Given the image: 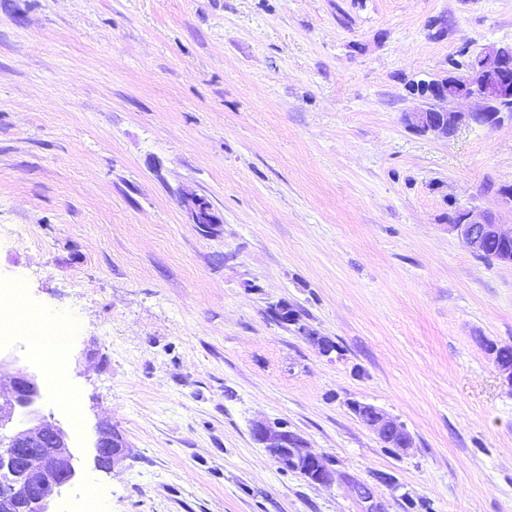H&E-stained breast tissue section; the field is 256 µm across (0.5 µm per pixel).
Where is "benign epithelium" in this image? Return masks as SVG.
I'll list each match as a JSON object with an SVG mask.
<instances>
[{
	"mask_svg": "<svg viewBox=\"0 0 512 512\" xmlns=\"http://www.w3.org/2000/svg\"><path fill=\"white\" fill-rule=\"evenodd\" d=\"M473 57V66L462 74L416 82L423 108L404 114L407 127L448 139L462 125L496 126L512 121V44L489 45ZM460 98H476L480 107L474 112H458L452 104ZM181 204L195 224L209 227L221 223L202 196H184ZM448 227L463 236L475 252L482 250L489 237L512 244V227L496 223L484 212L466 210L450 220ZM4 368L5 361L0 359V481L23 479L27 495L20 505L22 512H51L49 506L55 495L80 476L77 459L65 432L38 410L37 378L7 373ZM351 410L371 415L368 427L387 447H412L405 424L380 408L354 401ZM251 433L261 447L274 452L280 468L296 472L314 484L335 481L336 472L326 464L325 457L312 450L299 434L264 420L253 421ZM94 450L97 460L107 453L109 470L126 457L127 446L112 441V432L102 426L97 430Z\"/></svg>",
	"mask_w": 512,
	"mask_h": 512,
	"instance_id": "obj_1",
	"label": "benign epithelium"
}]
</instances>
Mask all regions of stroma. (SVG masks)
I'll return each instance as SVG.
<instances>
[{
  "label": "stroma",
  "mask_w": 512,
  "mask_h": 512,
  "mask_svg": "<svg viewBox=\"0 0 512 512\" xmlns=\"http://www.w3.org/2000/svg\"><path fill=\"white\" fill-rule=\"evenodd\" d=\"M510 43L512 0H0V281L73 327L69 401L40 387L81 469L52 512L83 489L101 512H365L361 483L380 512H512V388L484 347L512 345V264L448 229L512 226V124L403 121L409 82ZM257 419L335 482L282 470ZM104 424L130 448L108 471ZM181 204L191 215L193 223L210 227L213 224H221L222 222L205 197L197 195L183 196ZM350 406L352 411L371 415L370 422L368 415H359L357 417L364 425L368 426L388 448H398L401 450L412 448V437L404 423L391 417L373 404L353 401ZM251 433L262 448L274 452L280 468L299 473L314 484L328 485L335 481L336 472L326 464L325 457L312 450L303 437L286 426L255 420Z\"/></svg>",
  "instance_id": "1"
}]
</instances>
